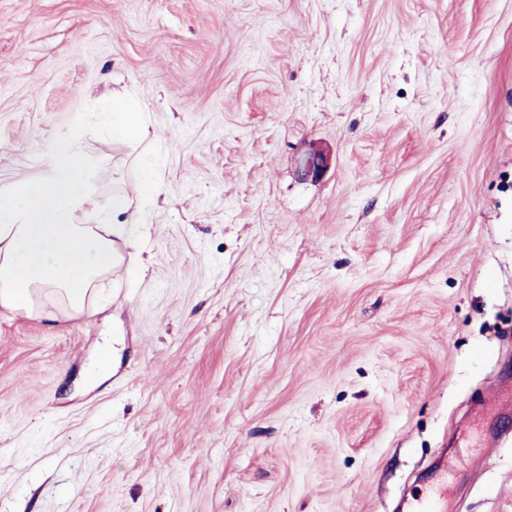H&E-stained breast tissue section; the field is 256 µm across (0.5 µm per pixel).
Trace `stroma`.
<instances>
[{
	"label": "stroma",
	"mask_w": 512,
	"mask_h": 512,
	"mask_svg": "<svg viewBox=\"0 0 512 512\" xmlns=\"http://www.w3.org/2000/svg\"><path fill=\"white\" fill-rule=\"evenodd\" d=\"M102 97L161 152L147 268L0 308V512H395L442 462L512 512V430L471 445L512 391V0H0L1 182ZM113 356V347L104 343L96 355L95 360L86 368V379L95 384L102 381L110 372Z\"/></svg>",
	"instance_id": "stroma-1"
}]
</instances>
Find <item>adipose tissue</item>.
<instances>
[{
    "label": "adipose tissue",
    "mask_w": 512,
    "mask_h": 512,
    "mask_svg": "<svg viewBox=\"0 0 512 512\" xmlns=\"http://www.w3.org/2000/svg\"><path fill=\"white\" fill-rule=\"evenodd\" d=\"M95 129L116 149L137 148L148 136L138 106H104ZM95 160L84 136L56 138L35 179L0 184V308L55 320L91 314L105 301L103 281L133 261L138 244L127 234L138 206L118 184L109 203L90 208Z\"/></svg>",
    "instance_id": "1"
}]
</instances>
